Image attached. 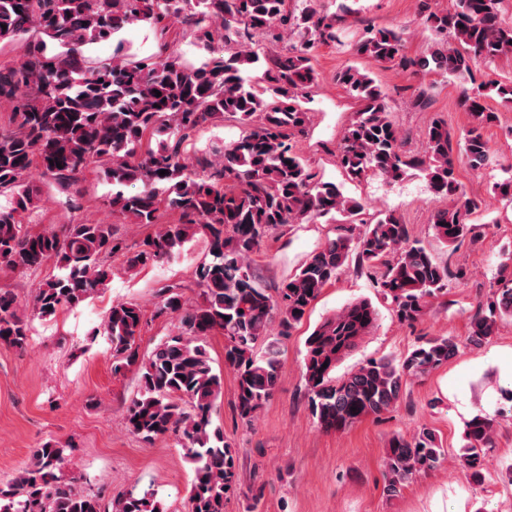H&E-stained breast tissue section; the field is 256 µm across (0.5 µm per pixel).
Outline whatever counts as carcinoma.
<instances>
[{
  "instance_id": "carcinoma-1",
  "label": "carcinoma",
  "mask_w": 512,
  "mask_h": 512,
  "mask_svg": "<svg viewBox=\"0 0 512 512\" xmlns=\"http://www.w3.org/2000/svg\"><path fill=\"white\" fill-rule=\"evenodd\" d=\"M503 0H455L438 10L425 0L421 23L438 37L429 56H406L402 36L388 28L368 29L354 54L380 63L410 65L425 74L464 79L471 61L493 62L512 53V24L502 19ZM131 21L165 35L178 22L194 31L210 56L197 66L185 64L161 44L153 57L131 62L117 45L112 58L91 62L83 48L108 40ZM338 15L307 4L288 11L287 0H0V43L18 42V64L0 69V104L12 109V127H0V271L25 272L49 260L60 270L36 291L31 315L45 318L75 308L108 281L107 262L121 254L128 268L169 261L201 235L210 241L211 259L196 270L201 301L186 306L179 287L161 289V310L178 320V334L139 357L140 308L112 304L104 330L112 344L113 371L131 367L141 389L126 407L127 429L144 440L174 435L189 462L193 479L190 512H226L238 484L236 450L213 426L212 414L224 390V378L212 365L203 340L224 334V363L235 375L234 408L253 423L277 390L282 364L277 346L264 354L257 346L272 324L288 339L324 288L334 284L349 261L369 275L377 292L390 301L397 318L408 324L427 314L430 301L462 276L438 260L393 210L372 215L343 188L319 177L296 150L294 138L305 132L307 89L317 80L313 51L336 38ZM287 27L290 43L266 55L253 48L255 36ZM264 63L266 86L255 90L245 73ZM336 81L359 102L338 150L348 180L377 176L401 180L420 172L428 190L448 200L434 212L435 239L458 247L473 233L471 216L481 203L463 191L456 173L453 134L435 119L424 133L425 149L403 148L390 119L380 85L355 66ZM161 96H155V92ZM512 100V85L496 80L464 94L471 125L461 137L470 166L491 164L484 129L496 120L486 104L489 93ZM231 118L241 127L224 146L217 165L184 157L181 147L203 124ZM109 160L112 216L134 224H153L161 206L179 213L140 244L116 236L113 225L65 224L61 233L33 231L23 222L40 199L27 180L33 164L62 188L90 164ZM168 174L161 176L159 171ZM138 182L141 189L123 188ZM336 224V236L312 251L295 272L267 283L248 258L292 224ZM512 318V278L493 300L478 306L470 319L467 342L480 345L495 335L497 324ZM377 312L361 300L317 326L305 341L304 375L309 408L326 431H341L367 416H379L398 402L403 382L420 378L455 357L452 337L423 340L398 359H370L341 379L337 364L374 325ZM28 321L15 295L0 289V343L22 348ZM493 425L476 415L466 424L459 462L468 476L485 477L484 449L492 446ZM445 456L440 438L429 428L413 436L392 437L386 448L383 492L392 499L416 475L433 470ZM66 449L47 441L35 449L24 474L0 483V512H167L151 489L128 492L106 504L58 480Z\"/></svg>"
}]
</instances>
